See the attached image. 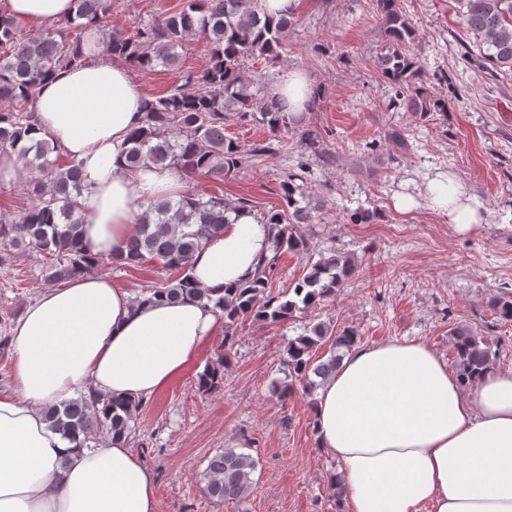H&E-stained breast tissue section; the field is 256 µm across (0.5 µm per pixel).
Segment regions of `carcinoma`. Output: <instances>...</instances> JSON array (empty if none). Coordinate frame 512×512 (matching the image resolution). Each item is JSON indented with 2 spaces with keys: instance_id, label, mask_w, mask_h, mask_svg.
Here are the masks:
<instances>
[{
  "instance_id": "cac0c4a2",
  "label": "carcinoma",
  "mask_w": 512,
  "mask_h": 512,
  "mask_svg": "<svg viewBox=\"0 0 512 512\" xmlns=\"http://www.w3.org/2000/svg\"><path fill=\"white\" fill-rule=\"evenodd\" d=\"M388 34L394 42L378 61L382 74L400 87L396 104L427 119L448 111V102L431 96L415 85L418 66L406 50L412 30L403 18L398 0H376ZM74 14L52 30L20 35L14 21L0 15V151L19 153L35 173L23 190L30 205L13 217L0 214V246L34 251L41 256L45 284L56 286L89 271L105 267L102 257L85 253L79 246L85 222L79 198L85 190L80 166L73 160L61 163L49 155L58 147L48 139L31 136L36 122L35 101L45 78L58 69L77 66L86 60L80 46L88 28L95 29L110 56L140 70L172 67L177 48L190 34L202 37L210 49L209 64L196 74L183 76L168 94L148 97L137 126L129 135L125 165L136 170L149 165L171 167L185 177L204 175L215 181L245 168L248 159L272 149V143L250 147L224 136V117L234 112L245 122L261 125L278 138L292 131L305 149L323 154L320 136L305 124V113H290L268 82L261 76L246 77L242 62L281 57L284 37L295 25V8L288 5L277 18L268 16L261 0H185L182 9L164 19L143 21L131 33L112 31L109 20L115 0H73ZM461 20L474 38L478 53L465 52L467 61L498 75L512 73V0H462ZM305 164L281 181V203L261 214L270 226L274 251L303 254L307 240L297 232L300 224L313 222V208L305 192ZM251 208L249 200L230 202L219 194L186 193L179 199L149 202L136 215L137 232L127 244V255L110 264L137 266L158 262L163 270L178 276L165 277L146 289L150 297L177 300H207L224 318V344L217 359L197 376V389L215 393L224 387V365L236 343L230 330L251 318L280 322L297 311L315 307L336 294L356 272L354 260L332 255L308 266V272L288 286L283 294L271 290L276 257L266 256L252 277L224 295L214 298L195 282L190 261L203 241L224 232L227 214ZM494 314L512 321V300L498 297ZM352 329L334 331L331 324L318 322L290 339L284 366L290 382L280 392L283 400L301 386L313 392L316 379L336 372L340 352L357 344ZM330 356H317L322 346ZM451 347L457 374L474 381L491 369V347L483 337L465 326L451 332ZM90 400L82 395L46 411L47 420L63 434L94 439L105 433L130 437L143 406L140 399ZM257 460L235 448H225L208 459L205 495L218 503L243 502L256 489L252 478Z\"/></svg>"
}]
</instances>
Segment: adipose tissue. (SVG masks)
<instances>
[{
	"label": "adipose tissue",
	"mask_w": 512,
	"mask_h": 512,
	"mask_svg": "<svg viewBox=\"0 0 512 512\" xmlns=\"http://www.w3.org/2000/svg\"><path fill=\"white\" fill-rule=\"evenodd\" d=\"M0 13L35 30L73 13V0H0ZM85 65L57 71L36 101L40 137L79 164L86 189L84 247L125 250L151 199L177 197L164 166L127 170L122 154L144 92L99 39ZM433 207L459 233L480 220L462 186L435 181ZM269 248L255 213H232L192 258L193 276L222 291L252 274ZM212 304L133 306L111 278L84 273L41 292L11 329L13 388L0 390V512H158L155 476L126 442L78 444L45 417L76 394L150 399L185 371L220 330ZM319 445L337 462L345 512H512V371L463 386L420 342L347 350L315 399Z\"/></svg>",
	"instance_id": "1"
}]
</instances>
